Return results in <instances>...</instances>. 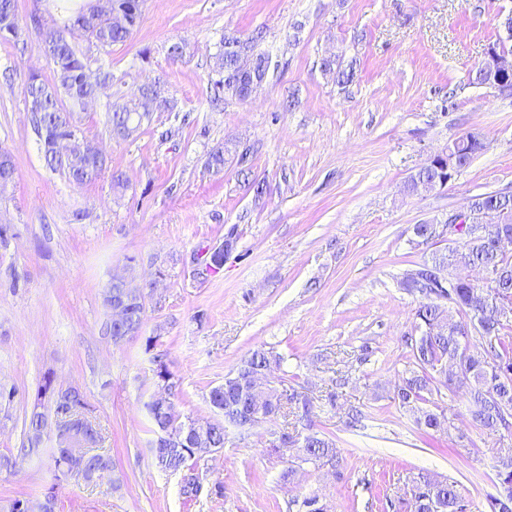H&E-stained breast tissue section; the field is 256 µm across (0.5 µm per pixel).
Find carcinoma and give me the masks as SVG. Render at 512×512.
I'll use <instances>...</instances> for the list:
<instances>
[{
    "label": "carcinoma",
    "instance_id": "obj_1",
    "mask_svg": "<svg viewBox=\"0 0 512 512\" xmlns=\"http://www.w3.org/2000/svg\"><path fill=\"white\" fill-rule=\"evenodd\" d=\"M144 0H112V10L101 14L93 8L76 17L63 27L49 28L50 42L43 51L54 64L50 80L31 75L25 86V103L37 105L31 122L42 146L47 167L62 171L76 185L96 181L107 169V160H94L82 150L81 137L77 134L74 114L82 104L97 96L104 87L112 86V72L98 68L100 81L89 80L86 70L90 57L76 49L72 42L79 33L88 43L97 47L124 43L133 34L141 17ZM257 40L250 39L245 49L236 47L237 41H228L220 49L218 69L221 78L215 88L224 95L244 101L262 86L269 70V56L256 50ZM150 120V113L138 110V103H115L108 112L112 135L127 139ZM477 131H469L452 143V148L469 151L476 156L484 148L477 143ZM503 211L500 224H491L483 236L465 239L452 251V263L479 266L497 276L498 293L512 296V254L495 247L502 232L512 233V199L499 202ZM438 253H433L419 266L407 273L404 285L422 298L415 311L419 336L410 337L413 367L402 377L394 396L401 407L413 412L416 424L426 433L441 432L448 427V416L427 406L429 395L446 390L454 393L467 390L466 411L471 419L486 432H499L512 428V348L505 343L506 332L512 328V318L507 319L491 312L480 320L474 312L482 302L486 290L479 285L452 284L446 281L450 267L438 265ZM134 290L130 283H112L104 291L103 303L112 308V301ZM145 307L130 303L126 319L112 324L110 339L120 343L131 329L141 330ZM478 337L486 346L484 351L471 349V338ZM280 359L264 349L254 351L224 378V383L213 387L209 393L211 406L222 413L224 420L180 422L173 404L155 400L147 404L157 432L152 448L157 464L173 472L194 469V460L203 453L224 448L225 424L235 426L240 434L249 432L260 422L279 414L285 405L301 406L302 415L308 413V402L294 391L288 402L281 394L262 387L264 375ZM46 412L32 411L28 422L27 442L17 453L0 455V470L12 472L19 462L39 451L42 430L47 424L45 413L59 416L72 410L68 419L59 425L56 433L55 479L67 478L63 461L79 440L91 435V422L75 407H86L83 394L72 387L57 388L52 377L45 378L41 389ZM297 448V458L305 463H316L334 457L332 440L310 432L303 441L288 432L272 441V449L285 454ZM86 467L93 477L100 480L112 473V459L103 454L86 458ZM409 512H465L463 499L456 486L448 482L428 479L416 486L407 503ZM484 512H512V455L499 460L497 465V493L487 499Z\"/></svg>",
    "mask_w": 512,
    "mask_h": 512
}]
</instances>
